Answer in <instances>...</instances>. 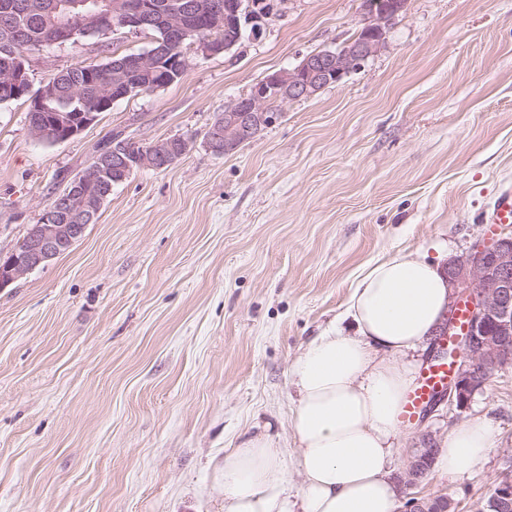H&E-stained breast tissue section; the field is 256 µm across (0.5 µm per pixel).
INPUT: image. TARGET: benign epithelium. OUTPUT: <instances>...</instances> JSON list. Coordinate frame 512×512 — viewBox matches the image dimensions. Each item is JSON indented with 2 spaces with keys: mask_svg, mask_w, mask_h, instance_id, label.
I'll use <instances>...</instances> for the list:
<instances>
[{
  "mask_svg": "<svg viewBox=\"0 0 512 512\" xmlns=\"http://www.w3.org/2000/svg\"><path fill=\"white\" fill-rule=\"evenodd\" d=\"M85 23L94 31L101 17L100 0L83 2ZM407 6V0H360L361 29L357 37L348 40L336 51L322 50L307 55L295 68L275 71L254 85L250 92L219 113L205 138L211 153L223 156L235 152L243 144L256 139L273 121L267 108L268 93L276 94L281 104L310 99L327 86L340 82L357 71L386 45L391 21ZM121 14L120 26L134 31L142 30L150 21L153 6L150 0H127L116 6ZM268 8L263 0H227L225 6L211 8L208 22L190 24L177 18L171 26L182 37L190 38L189 45L196 55L209 57L229 53L240 41L244 26L258 36L262 32ZM232 27L237 37L218 42L206 34L208 30ZM30 57L19 56L11 70L0 81V94L20 99L29 97L31 108L40 106L41 99L34 93L26 64ZM129 64L139 70L159 65V54L154 51L133 57ZM111 92L103 91L94 104L86 107L77 123L61 114L53 115V124L59 130V140L65 142L94 123L101 112L112 105ZM190 138H173L154 143L149 150L130 153L118 145L106 153L112 160V174L125 180L136 168L162 169L175 164L190 149ZM98 177L94 167H88L72 179L58 195L56 203L45 207L40 221L29 228L25 247L0 262V290L17 279L46 264L67 251L83 236L85 224H58L57 213L70 206L73 195L90 199L92 185ZM448 281L449 301L446 318L436 328L435 344L441 337L452 338L453 350L448 352L455 369V378L444 396L463 409L473 395L481 390L491 372L512 368V351L506 347L512 340V235L501 236L492 244L480 247L466 259L453 261L444 270ZM462 304L468 306L470 322L463 334L455 333V315ZM438 439L432 433L422 435L419 446L408 451L403 476L399 483L404 488L417 485L427 474L433 460ZM454 502L447 496L414 499L407 512H451ZM492 512H512V474L506 472L495 483L490 496Z\"/></svg>",
  "mask_w": 512,
  "mask_h": 512,
  "instance_id": "benign-epithelium-1",
  "label": "benign epithelium"
}]
</instances>
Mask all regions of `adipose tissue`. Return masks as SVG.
I'll return each instance as SVG.
<instances>
[{
	"instance_id": "ef3b65f1",
	"label": "adipose tissue",
	"mask_w": 512,
	"mask_h": 512,
	"mask_svg": "<svg viewBox=\"0 0 512 512\" xmlns=\"http://www.w3.org/2000/svg\"><path fill=\"white\" fill-rule=\"evenodd\" d=\"M447 307L448 286L427 255L402 252L372 265L350 297V327L315 337L290 365L296 454L283 456L260 434L226 456L224 512H397L402 404L415 354ZM494 447L489 420L475 416L448 433L433 466L461 477ZM292 471L300 483L289 480Z\"/></svg>"
}]
</instances>
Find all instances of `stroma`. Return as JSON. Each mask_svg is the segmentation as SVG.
<instances>
[{"instance_id":"35a3bbf8","label":"stroma","mask_w":512,"mask_h":512,"mask_svg":"<svg viewBox=\"0 0 512 512\" xmlns=\"http://www.w3.org/2000/svg\"><path fill=\"white\" fill-rule=\"evenodd\" d=\"M271 3L259 37L192 57L178 83L114 102L69 141L35 139L25 103L0 105L1 259L114 131L193 140L0 291V512H222L225 455L262 433L294 453L290 364L343 320L371 264L438 244L449 262L512 234L484 221L512 188V0H408L361 70L214 155L218 112L359 29L360 0ZM152 45L119 28L32 52V85ZM478 414L495 429L485 464L429 471L415 496L479 512L512 449V369L403 428L394 470L424 430Z\"/></svg>"}]
</instances>
